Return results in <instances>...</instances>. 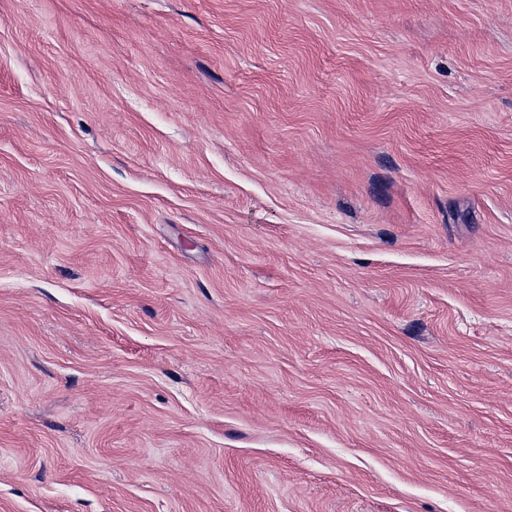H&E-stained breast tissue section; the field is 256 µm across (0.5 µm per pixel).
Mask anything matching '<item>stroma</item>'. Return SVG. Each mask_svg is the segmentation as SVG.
Listing matches in <instances>:
<instances>
[{
    "instance_id": "35a3bbf8",
    "label": "stroma",
    "mask_w": 512,
    "mask_h": 512,
    "mask_svg": "<svg viewBox=\"0 0 512 512\" xmlns=\"http://www.w3.org/2000/svg\"><path fill=\"white\" fill-rule=\"evenodd\" d=\"M0 512H512V0H0Z\"/></svg>"
}]
</instances>
